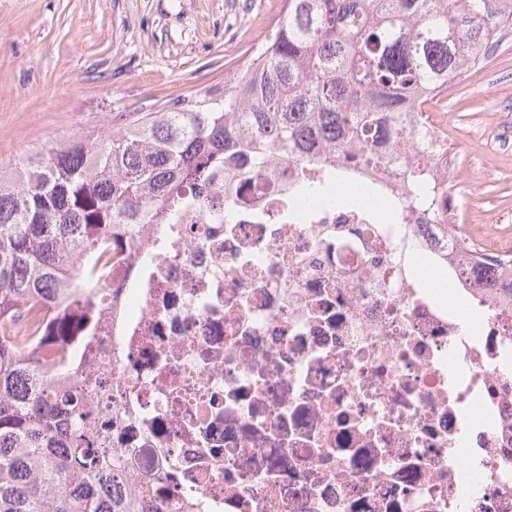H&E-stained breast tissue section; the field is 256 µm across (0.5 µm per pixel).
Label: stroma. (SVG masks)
I'll return each instance as SVG.
<instances>
[{
	"label": "stroma",
	"mask_w": 512,
	"mask_h": 512,
	"mask_svg": "<svg viewBox=\"0 0 512 512\" xmlns=\"http://www.w3.org/2000/svg\"><path fill=\"white\" fill-rule=\"evenodd\" d=\"M284 0H0V172L173 100L223 89ZM453 85L440 117L461 176L455 223L512 235V28Z\"/></svg>",
	"instance_id": "1"
}]
</instances>
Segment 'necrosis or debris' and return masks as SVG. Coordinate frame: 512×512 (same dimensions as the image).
Here are the masks:
<instances>
[{"label":"necrosis or debris","mask_w":512,"mask_h":512,"mask_svg":"<svg viewBox=\"0 0 512 512\" xmlns=\"http://www.w3.org/2000/svg\"><path fill=\"white\" fill-rule=\"evenodd\" d=\"M439 123L400 169L338 168L398 201L300 196L273 160L224 189L190 187L178 223L120 232L77 342L119 412L102 425L160 512H512V240L488 226L482 262L452 245L457 176ZM424 260L448 278L440 295Z\"/></svg>","instance_id":"necrosis-or-debris-1"}]
</instances>
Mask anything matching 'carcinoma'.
<instances>
[{"mask_svg": "<svg viewBox=\"0 0 512 512\" xmlns=\"http://www.w3.org/2000/svg\"><path fill=\"white\" fill-rule=\"evenodd\" d=\"M502 0H285L224 92L205 91L112 133L62 141L0 174V512H148L121 454L91 426L108 389L43 346L89 295L112 230L175 223L185 190L219 166L274 158L401 169L419 97L443 94L512 25Z\"/></svg>", "mask_w": 512, "mask_h": 512, "instance_id": "obj_1", "label": "carcinoma"}]
</instances>
